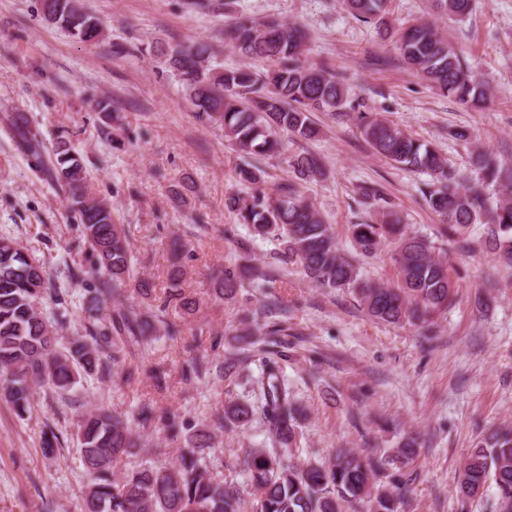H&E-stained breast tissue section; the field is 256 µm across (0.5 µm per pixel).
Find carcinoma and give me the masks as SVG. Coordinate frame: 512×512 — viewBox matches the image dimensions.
<instances>
[{"label": "carcinoma", "instance_id": "1", "mask_svg": "<svg viewBox=\"0 0 512 512\" xmlns=\"http://www.w3.org/2000/svg\"><path fill=\"white\" fill-rule=\"evenodd\" d=\"M473 0H431L433 9L457 19L472 11ZM388 0H342L343 6L364 22L383 21ZM44 19L82 42H98L101 22L85 13L79 0H42ZM224 36L246 59H262L268 68L248 64L225 68L211 63L208 43L176 44L164 53L196 117L217 125L243 153L272 156L281 150L278 131L305 140L320 136L316 112H328L354 121L363 139L394 165L429 175L421 193L445 224L448 241L457 250L470 249L466 229L487 227L488 244L498 260L512 269V168L477 149L471 156L472 175L459 174L432 144L422 142L399 125L356 110L350 90L336 73L301 59L306 33L276 18L257 21L241 16ZM397 59L438 92L466 107L481 108L489 87L464 61L457 48L429 21L402 29L395 41ZM19 148L42 158L51 178L64 187L71 210L91 256L87 270L75 277L87 286L85 333L61 340L57 323L37 307L40 301L65 302L63 289L44 268L34 263L17 243L0 236V398L16 415L30 411L31 385L59 395L74 391L82 379L96 376L116 384H130L137 370L126 362L132 344H148L159 332L175 336L177 324L165 319L171 304L189 310L195 302L170 292L154 299L155 311L142 313L118 308L104 317L100 306L131 288L152 295L151 283L140 275L130 246L129 228L117 222L112 205L90 188L84 158L70 138L60 135L45 142L41 129L22 113L9 120ZM295 175L278 183L272 193L260 188L263 170L246 162L239 166V182L254 186L248 199L231 196L227 207L251 226L255 235L283 240V262L298 264L305 275L324 288H347L374 319L388 324L424 325L448 309L455 284L447 264L424 237L408 232L393 211L382 208L378 217L351 226L357 249L368 256L383 243L395 244L393 261L398 285L390 287L362 278L356 265L340 251L330 225L313 202L304 197L299 182L325 175L317 155L300 152L288 157ZM242 286L240 273L227 267L217 277L215 294L223 298ZM263 337L256 349L243 348L224 358L230 372L253 361L261 368L258 403L224 402L211 419L197 426L178 423L170 411L143 403L136 416L141 429L187 431L190 448L175 462L168 449H153V459L115 473L126 458L142 447L130 420L100 406L87 412L77 425V451L88 484L80 512H242L239 485L210 474L200 451L209 447L216 430H234L260 415L267 423V448H250L239 458V470L256 492L257 512H345V505L367 499L371 512H400L409 492L408 468L416 453L415 440L405 442L388 459L362 456L340 449L326 463L301 459L297 443L301 412L292 400L288 382L275 368L283 327L256 324ZM495 486L496 512H512V429L493 431L465 459L458 491L464 498Z\"/></svg>", "mask_w": 512, "mask_h": 512}]
</instances>
